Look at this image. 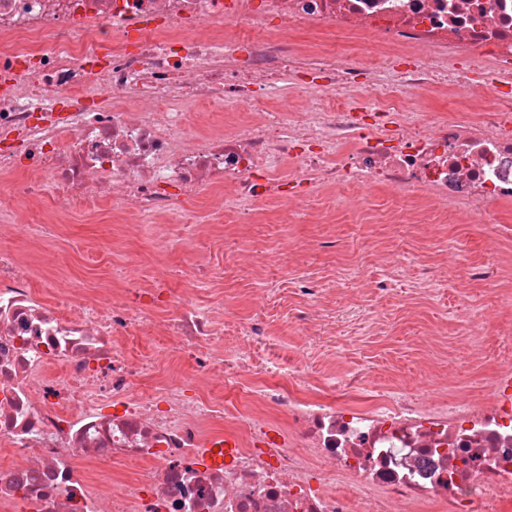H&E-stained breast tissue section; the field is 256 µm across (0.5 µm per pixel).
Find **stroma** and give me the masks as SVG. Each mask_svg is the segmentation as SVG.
<instances>
[{"label":"stroma","instance_id":"obj_1","mask_svg":"<svg viewBox=\"0 0 512 512\" xmlns=\"http://www.w3.org/2000/svg\"><path fill=\"white\" fill-rule=\"evenodd\" d=\"M343 195L340 188L321 192L300 214L260 209L251 224L225 223L208 204L190 202L198 223L213 228L192 245L213 272L212 293L233 300L243 320L254 312L257 284L273 283L277 300L266 314L274 335L314 364L332 352L337 366L360 371L363 400L387 387L411 390L437 382L472 396L498 372L512 370V206L494 205L489 215L469 221L447 212L424 240L416 224L397 216L389 190L370 189L355 212L343 208ZM245 238L264 251L287 246L293 280H284L274 265L251 268L234 262L235 248ZM326 239L335 241L334 250L322 249ZM394 249L434 258L461 250L484 278L462 280L447 268L446 286L425 296L413 286L417 271L396 276L371 257L373 251ZM130 256L135 277L174 269L184 258L183 252L165 249L154 228L127 240L106 218L76 213L65 218L58 237L40 242L32 265L36 277L53 272L97 287L107 284L113 264ZM357 262L363 263L367 280L387 281V289L375 293L347 278L345 268ZM297 278L314 280L336 295V326L325 335H306L294 321L303 304L294 291ZM482 309L490 313L487 332L476 337L468 319Z\"/></svg>","mask_w":512,"mask_h":512}]
</instances>
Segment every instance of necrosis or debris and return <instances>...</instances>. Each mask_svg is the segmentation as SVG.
I'll list each match as a JSON object with an SVG mask.
<instances>
[{
    "label": "necrosis or debris",
    "mask_w": 512,
    "mask_h": 512,
    "mask_svg": "<svg viewBox=\"0 0 512 512\" xmlns=\"http://www.w3.org/2000/svg\"><path fill=\"white\" fill-rule=\"evenodd\" d=\"M488 61L512 79V0H0V179L23 176L0 196V512H504L511 372L476 402L434 385L359 403V373L315 375L269 336V288L228 355L203 263L177 290L123 265L112 292L56 281L45 299L13 246L50 236L23 222L48 195L134 230L204 195L244 222L338 186L353 209L384 186L409 215H487L512 201V101L466 123L398 104L468 90ZM319 95L352 106L292 111ZM135 336L165 343L136 357ZM125 467L98 491L94 472Z\"/></svg>",
    "instance_id": "1"
}]
</instances>
